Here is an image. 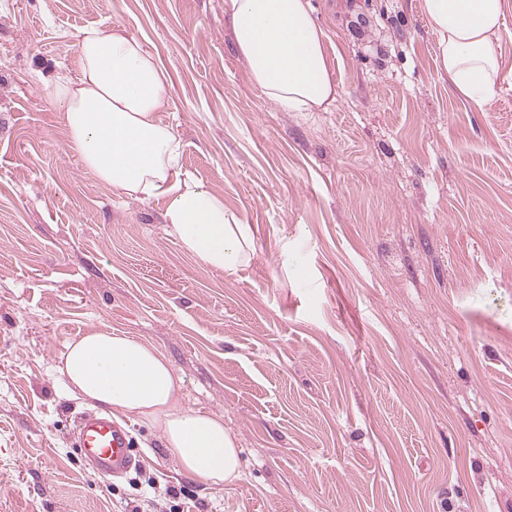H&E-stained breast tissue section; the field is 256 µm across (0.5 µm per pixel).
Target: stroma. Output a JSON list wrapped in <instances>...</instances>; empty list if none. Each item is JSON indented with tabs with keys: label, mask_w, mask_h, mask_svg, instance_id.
I'll return each instance as SVG.
<instances>
[{
	"label": "stroma",
	"mask_w": 512,
	"mask_h": 512,
	"mask_svg": "<svg viewBox=\"0 0 512 512\" xmlns=\"http://www.w3.org/2000/svg\"><path fill=\"white\" fill-rule=\"evenodd\" d=\"M312 3L324 112L251 83L224 0H0V512H512V0L484 107L439 75L421 0ZM116 23L171 73L184 166L249 226L235 274L66 147L43 84ZM99 330L223 416L237 480L193 481L127 417L155 490L79 457L89 405L56 365Z\"/></svg>",
	"instance_id": "obj_1"
}]
</instances>
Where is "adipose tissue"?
Here are the masks:
<instances>
[{
    "label": "adipose tissue",
    "mask_w": 512,
    "mask_h": 512,
    "mask_svg": "<svg viewBox=\"0 0 512 512\" xmlns=\"http://www.w3.org/2000/svg\"><path fill=\"white\" fill-rule=\"evenodd\" d=\"M437 37V65L476 105L492 102L501 63L492 43L504 0H423ZM224 15L250 80L284 112H322L338 96L325 32L309 0H224ZM79 70L58 74L44 94L65 115L67 147L120 197L163 201V221L203 265L229 273L248 265L247 225L183 167V145L167 118L170 73L122 26H89L78 40ZM57 372L73 395L158 430L181 471L208 486L239 474L236 435L223 417L184 406L183 380L156 346L93 331L71 341Z\"/></svg>",
    "instance_id": "obj_1"
}]
</instances>
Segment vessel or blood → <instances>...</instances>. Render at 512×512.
I'll return each mask as SVG.
<instances>
[{
  "instance_id": "vessel-or-blood-1",
  "label": "vessel or blood",
  "mask_w": 512,
  "mask_h": 512,
  "mask_svg": "<svg viewBox=\"0 0 512 512\" xmlns=\"http://www.w3.org/2000/svg\"><path fill=\"white\" fill-rule=\"evenodd\" d=\"M73 445L82 458L111 479L126 476L139 464V455L125 427L101 410H88L77 418Z\"/></svg>"
}]
</instances>
